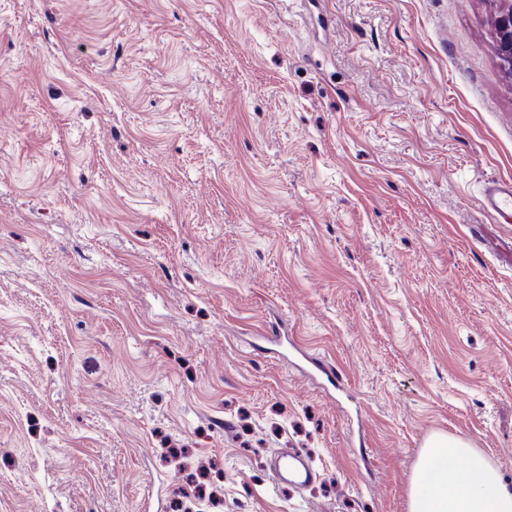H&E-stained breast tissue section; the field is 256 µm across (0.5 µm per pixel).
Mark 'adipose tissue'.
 <instances>
[{"instance_id": "1", "label": "adipose tissue", "mask_w": 512, "mask_h": 512, "mask_svg": "<svg viewBox=\"0 0 512 512\" xmlns=\"http://www.w3.org/2000/svg\"><path fill=\"white\" fill-rule=\"evenodd\" d=\"M409 512H512V487L462 437L430 436L412 477Z\"/></svg>"}]
</instances>
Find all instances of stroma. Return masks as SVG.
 <instances>
[{"mask_svg":"<svg viewBox=\"0 0 512 512\" xmlns=\"http://www.w3.org/2000/svg\"><path fill=\"white\" fill-rule=\"evenodd\" d=\"M497 7L0 0V512H407L436 432L512 482ZM479 200L497 218L512 219V182L488 181Z\"/></svg>","mask_w":512,"mask_h":512,"instance_id":"obj_1","label":"stroma"}]
</instances>
